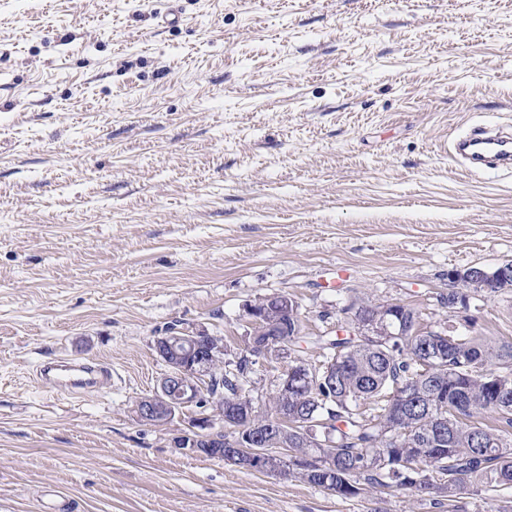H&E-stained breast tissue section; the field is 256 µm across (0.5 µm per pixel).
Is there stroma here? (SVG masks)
Returning <instances> with one entry per match:
<instances>
[{
  "instance_id": "1",
  "label": "stroma",
  "mask_w": 512,
  "mask_h": 512,
  "mask_svg": "<svg viewBox=\"0 0 512 512\" xmlns=\"http://www.w3.org/2000/svg\"><path fill=\"white\" fill-rule=\"evenodd\" d=\"M478 124L512 128V0H0V512H512L474 482L345 498L134 415L156 337L216 332L232 369L275 292L307 340L256 358L259 405L355 299L512 341V289L438 301L449 269L512 261V172L452 151ZM63 355L111 386L58 399L33 375Z\"/></svg>"
}]
</instances>
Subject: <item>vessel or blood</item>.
<instances>
[{
	"label": "vessel or blood",
	"instance_id": "vessel-or-blood-1",
	"mask_svg": "<svg viewBox=\"0 0 512 512\" xmlns=\"http://www.w3.org/2000/svg\"><path fill=\"white\" fill-rule=\"evenodd\" d=\"M454 152L472 172L484 168L512 170V135L474 129L454 142ZM39 383L49 385L56 393L81 397L112 382V369L94 360L59 357L42 364L36 373Z\"/></svg>",
	"mask_w": 512,
	"mask_h": 512
}]
</instances>
